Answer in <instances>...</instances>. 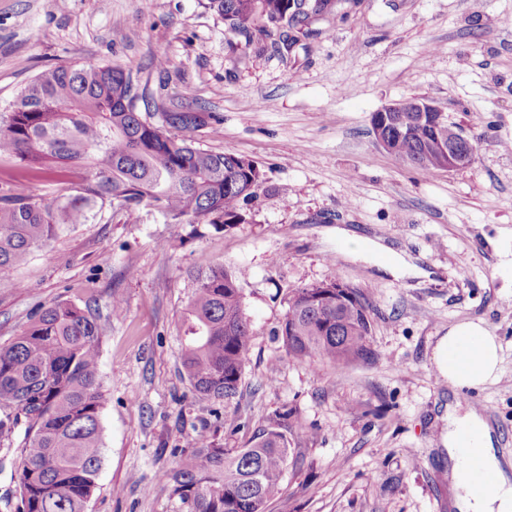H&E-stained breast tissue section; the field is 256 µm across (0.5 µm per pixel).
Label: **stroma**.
Segmentation results:
<instances>
[{
  "mask_svg": "<svg viewBox=\"0 0 512 512\" xmlns=\"http://www.w3.org/2000/svg\"><path fill=\"white\" fill-rule=\"evenodd\" d=\"M207 0H0V108L33 77L98 63L192 90L220 118L197 145L257 161L258 208L224 230L105 209L0 277V344L57 301L101 327L102 463L88 512H188L167 482L198 434L248 446L289 413V458L267 512H452L439 415V336L480 321L498 380L464 390L512 456V0H342L291 53L233 45ZM427 98L478 137L473 161L419 171L375 142L371 115ZM383 240L416 273L350 256L337 229ZM241 271L253 340L229 401L180 372L193 272ZM341 280L370 300L372 363L293 362L276 331L300 288ZM119 295L124 312L112 313ZM24 427L0 435V512H19Z\"/></svg>",
  "mask_w": 512,
  "mask_h": 512,
  "instance_id": "35a3bbf8",
  "label": "stroma"
}]
</instances>
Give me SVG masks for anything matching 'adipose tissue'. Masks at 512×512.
<instances>
[{"instance_id":"adipose-tissue-1","label":"adipose tissue","mask_w":512,"mask_h":512,"mask_svg":"<svg viewBox=\"0 0 512 512\" xmlns=\"http://www.w3.org/2000/svg\"><path fill=\"white\" fill-rule=\"evenodd\" d=\"M501 346L497 336L480 322H462L440 336L433 350L439 374L451 391L494 382L500 372ZM442 420L440 443L448 454V482L455 512H512V465L499 457L491 428L477 410L449 405ZM478 459L490 474L485 490H476L465 456Z\"/></svg>"}]
</instances>
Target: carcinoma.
<instances>
[{"mask_svg": "<svg viewBox=\"0 0 512 512\" xmlns=\"http://www.w3.org/2000/svg\"><path fill=\"white\" fill-rule=\"evenodd\" d=\"M338 2L208 0V6L236 45L261 39L288 52ZM212 123L218 118L192 91L175 99L162 81L153 91L142 89L138 75L117 66H58L37 75L0 112V158L30 174L61 176L75 168L83 177L67 197L0 191V273L25 264L61 226L86 224L107 204L150 207L168 224L223 229L244 221L243 206H258L264 173L253 160L197 146L193 132ZM379 123L397 159L423 172L441 169V154L430 148L434 124L422 119L414 100ZM240 277L222 266L196 273L181 324L184 375L195 392L217 399L237 395L253 335ZM370 309L355 288L319 312L289 299L280 329L288 356L339 369L371 360ZM100 336L90 307L60 301L0 345V407L15 411L0 419V434L13 433L22 418L27 423L18 473L22 512H87L101 467ZM287 462L288 440L276 428L234 451L200 434L168 478L189 512H266Z\"/></svg>", "mask_w": 512, "mask_h": 512, "instance_id": "1", "label": "carcinoma"}]
</instances>
